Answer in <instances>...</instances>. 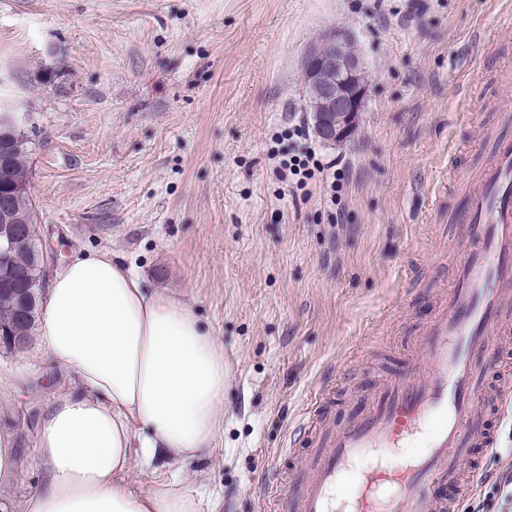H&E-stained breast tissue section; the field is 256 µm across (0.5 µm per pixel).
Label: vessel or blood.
Here are the masks:
<instances>
[{"label": "vessel or blood", "instance_id": "obj_1", "mask_svg": "<svg viewBox=\"0 0 512 512\" xmlns=\"http://www.w3.org/2000/svg\"><path fill=\"white\" fill-rule=\"evenodd\" d=\"M455 278L426 326L419 360L386 380L364 413L326 430L307 478L276 492L270 512H448L480 429L482 377L512 327V139L469 178L454 212ZM407 444L419 454L399 456Z\"/></svg>", "mask_w": 512, "mask_h": 512}]
</instances>
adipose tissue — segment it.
<instances>
[{
    "mask_svg": "<svg viewBox=\"0 0 512 512\" xmlns=\"http://www.w3.org/2000/svg\"><path fill=\"white\" fill-rule=\"evenodd\" d=\"M39 333L70 387L42 409L22 512H200L189 488L132 480L139 464H196L221 428L224 349L194 310L104 249L55 272Z\"/></svg>",
    "mask_w": 512,
    "mask_h": 512,
    "instance_id": "adipose-tissue-1",
    "label": "adipose tissue"
}]
</instances>
